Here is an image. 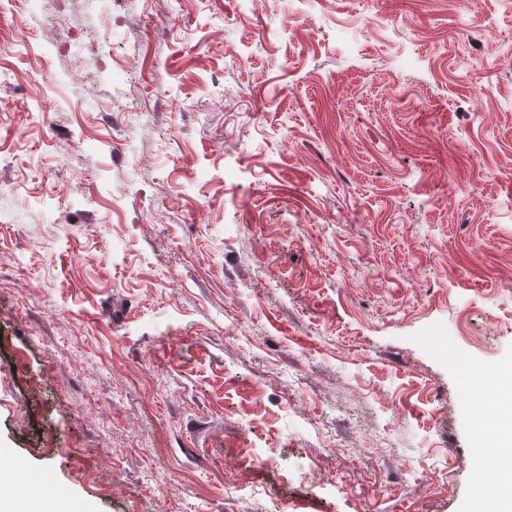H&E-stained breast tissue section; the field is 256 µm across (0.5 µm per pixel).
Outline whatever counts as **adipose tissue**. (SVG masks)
Returning a JSON list of instances; mask_svg holds the SVG:
<instances>
[{
  "label": "adipose tissue",
  "instance_id": "1",
  "mask_svg": "<svg viewBox=\"0 0 512 512\" xmlns=\"http://www.w3.org/2000/svg\"><path fill=\"white\" fill-rule=\"evenodd\" d=\"M491 397L501 415L496 423L501 449L492 462L501 478L486 489L485 495L496 504L497 512H512V369L498 373Z\"/></svg>",
  "mask_w": 512,
  "mask_h": 512
}]
</instances>
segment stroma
<instances>
[{
	"label": "stroma",
	"instance_id": "stroma-1",
	"mask_svg": "<svg viewBox=\"0 0 512 512\" xmlns=\"http://www.w3.org/2000/svg\"><path fill=\"white\" fill-rule=\"evenodd\" d=\"M56 8L0 9L6 488L491 512L512 0H70L66 34Z\"/></svg>",
	"mask_w": 512,
	"mask_h": 512
}]
</instances>
